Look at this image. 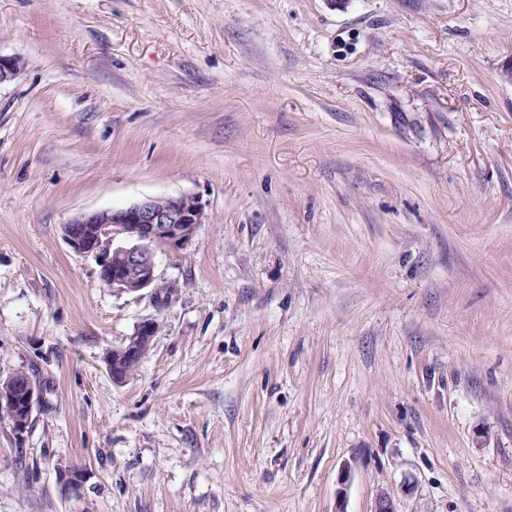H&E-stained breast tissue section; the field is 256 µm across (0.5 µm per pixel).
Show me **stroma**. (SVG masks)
<instances>
[{"label": "stroma", "instance_id": "stroma-1", "mask_svg": "<svg viewBox=\"0 0 512 512\" xmlns=\"http://www.w3.org/2000/svg\"><path fill=\"white\" fill-rule=\"evenodd\" d=\"M0 55V512H512V0H0ZM181 193L167 303L62 237ZM155 331V320L147 319L137 325L133 334L128 336L119 346L112 348L106 353L105 359L112 357V363L106 362L107 369L112 376V381L116 384L124 383L123 364L139 363L138 345L144 339H152ZM113 350L118 351L119 360L113 355Z\"/></svg>", "mask_w": 512, "mask_h": 512}]
</instances>
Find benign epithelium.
Returning a JSON list of instances; mask_svg holds the SVG:
<instances>
[{
  "instance_id": "obj_1",
  "label": "benign epithelium",
  "mask_w": 512,
  "mask_h": 512,
  "mask_svg": "<svg viewBox=\"0 0 512 512\" xmlns=\"http://www.w3.org/2000/svg\"><path fill=\"white\" fill-rule=\"evenodd\" d=\"M21 66L19 58L0 55V84L14 79ZM206 219L201 199L182 193L148 197L118 209L80 213L64 225L62 233L74 253L95 260L98 277L107 287L124 293L155 292L156 252H181ZM118 238L124 243L114 244ZM154 331L155 320H144L116 348L119 358L106 363L114 383H124V365L139 362L138 345L152 338ZM352 470V464L346 463L339 475L336 512H345L344 497Z\"/></svg>"
}]
</instances>
